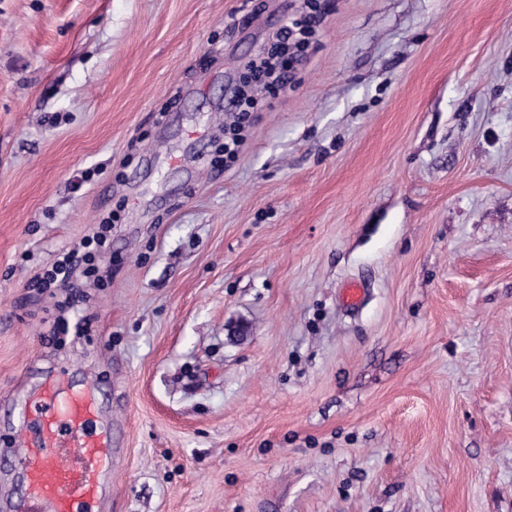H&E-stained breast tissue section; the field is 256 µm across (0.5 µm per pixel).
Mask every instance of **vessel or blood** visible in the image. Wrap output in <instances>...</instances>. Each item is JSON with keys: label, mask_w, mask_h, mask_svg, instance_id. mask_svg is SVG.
Returning a JSON list of instances; mask_svg holds the SVG:
<instances>
[{"label": "vessel or blood", "mask_w": 512, "mask_h": 512, "mask_svg": "<svg viewBox=\"0 0 512 512\" xmlns=\"http://www.w3.org/2000/svg\"><path fill=\"white\" fill-rule=\"evenodd\" d=\"M29 432L12 465L25 488L6 512H99L112 472V427L94 380L74 390L46 379L25 403Z\"/></svg>", "instance_id": "1"}]
</instances>
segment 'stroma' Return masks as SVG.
I'll use <instances>...</instances> for the list:
<instances>
[{
  "label": "stroma",
  "instance_id": "stroma-1",
  "mask_svg": "<svg viewBox=\"0 0 512 512\" xmlns=\"http://www.w3.org/2000/svg\"><path fill=\"white\" fill-rule=\"evenodd\" d=\"M301 4L0 0V499L57 375L101 512H512V0H322L218 163ZM107 220L83 303L31 289ZM309 8V12L305 14L302 19H292L290 22L287 20L284 26L276 35V42L271 46V50H273L277 46H281V50L278 53V68H271L266 72V75L269 78H272L271 81L263 84L262 87L264 90L268 92H275L279 88L283 87L288 83L291 79V72L293 69L294 63L300 58L305 51L308 49H304V51L297 56L288 55V42L289 44H293L294 46H299L301 43L299 41H294V39L298 36V33H304L306 30L310 31L312 35L315 31L314 25L319 22V12L320 8L318 7V3L315 0H306ZM314 1V2H312ZM257 87V88H258Z\"/></svg>",
  "mask_w": 512,
  "mask_h": 512
}]
</instances>
